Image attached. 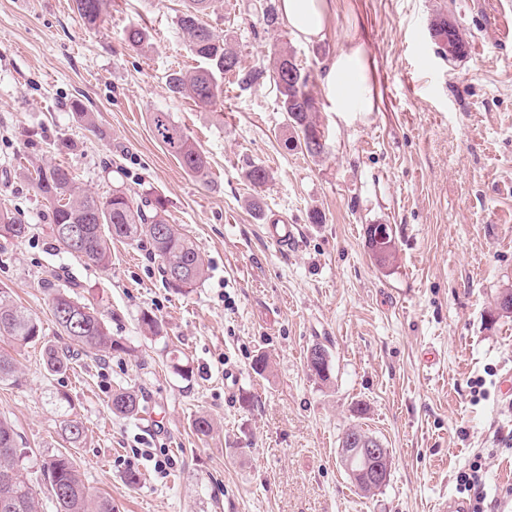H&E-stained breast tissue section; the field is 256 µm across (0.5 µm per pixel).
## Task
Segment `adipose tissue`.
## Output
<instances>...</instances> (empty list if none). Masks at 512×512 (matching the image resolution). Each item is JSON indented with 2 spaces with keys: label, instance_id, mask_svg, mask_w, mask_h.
I'll list each match as a JSON object with an SVG mask.
<instances>
[{
  "label": "adipose tissue",
  "instance_id": "1",
  "mask_svg": "<svg viewBox=\"0 0 512 512\" xmlns=\"http://www.w3.org/2000/svg\"><path fill=\"white\" fill-rule=\"evenodd\" d=\"M279 10L289 30L307 41L324 39L337 17L335 0H279ZM322 86L332 111L373 110L374 77L362 40L352 41L327 62Z\"/></svg>",
  "mask_w": 512,
  "mask_h": 512
}]
</instances>
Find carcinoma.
Segmentation results:
<instances>
[{"label": "carcinoma", "mask_w": 512, "mask_h": 512, "mask_svg": "<svg viewBox=\"0 0 512 512\" xmlns=\"http://www.w3.org/2000/svg\"><path fill=\"white\" fill-rule=\"evenodd\" d=\"M214 0H184V9L177 17V25L189 42L192 53L203 66L192 72L181 71L168 75L167 89L175 97H186L203 106L214 104L222 93L219 77L234 72L238 83L251 85L263 78L265 71L258 68L243 71L238 66V55L224 43V35L208 26L204 16L213 8ZM111 0H73L74 8L85 26L101 24L108 13ZM429 29L436 46L452 58H463L468 53V41L460 29L437 14L429 21ZM453 41H448V37ZM127 45L136 50L146 46V32L137 25L124 31ZM453 50H448V47ZM273 68L269 78L276 84L282 111L286 112L289 126L295 133L297 148L308 155L324 152L316 112L315 97L310 88V75L303 72L290 51L271 49ZM155 138L168 154L176 158L189 172L205 174L209 161L196 147L185 130L172 119L170 113L157 111L150 115ZM245 178L256 188L269 179L267 170L251 165ZM39 195L52 204V232L59 245L68 253L88 262L107 267L111 258L112 241H149L152 253L160 262L165 283L173 288H190L206 275L203 258L194 242L183 235L168 220L165 200L156 196L135 198L122 189L108 196L89 194L75 185L71 171L60 165L38 167L33 178ZM79 226L84 237L79 244L67 238V227ZM29 226L0 209V234L16 239L27 236ZM62 274L56 272L47 281L49 303L57 327L72 344L64 348L44 341L38 320L18 305L4 290L0 291V337L17 346L41 342L44 346L45 365L50 373H62L69 368L78 352H119L125 347L108 335L102 315L81 302L71 282L60 285ZM17 381L16 360L0 351V381ZM112 413L126 419H137L142 412L137 392L120 387L113 390ZM63 431L75 446L84 439V426L78 419L62 421ZM22 453L17 445V434L10 422L0 418V512H39L31 482L20 464ZM373 465L364 454L358 453L347 467L350 478L361 490L370 491L368 475ZM43 480L49 486L55 502V512H116L112 497L92 493L82 481L74 460L63 454L47 456L40 468Z\"/></svg>", "instance_id": "carcinoma-1"}]
</instances>
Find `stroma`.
Here are the masks:
<instances>
[{"label": "stroma", "instance_id": "stroma-1", "mask_svg": "<svg viewBox=\"0 0 512 512\" xmlns=\"http://www.w3.org/2000/svg\"><path fill=\"white\" fill-rule=\"evenodd\" d=\"M260 3L216 0L204 21L241 69L272 66L276 45L293 52L312 77L324 154L290 147L272 80L243 89L224 78L208 107L168 93L170 73L200 64L176 24L182 0H112L94 29L72 0H0V207L29 226L21 240L0 235V289L62 346L46 281L67 268L124 346L59 374L47 372L41 344L14 351L21 382H0V418L19 435L40 512L54 506L39 466L59 452L119 512H435L479 493L500 512L512 505V396L499 391L512 375V316L495 312L512 289V40L498 29L512 0H338L333 29L315 43L260 24ZM436 12L465 34L466 57L439 54ZM133 23L150 36L145 50L123 41ZM355 35L374 65L376 108L334 112L323 68ZM157 110L205 152L206 177L155 139ZM249 162L269 172L261 189L242 176ZM46 163L100 196H161L205 279L166 287L145 241L113 242L104 269L64 252L30 175ZM316 211L324 223H312ZM271 213L296 225L294 250L265 237ZM371 224L393 229L389 266L366 245ZM146 312L160 335L143 332ZM317 343L331 355L328 382L307 367ZM174 349L189 378L174 372ZM121 386L138 391L141 419L113 414ZM63 396L85 428L76 447L62 430ZM201 415L214 424L206 437L193 427ZM352 428L389 453L379 490H359L341 462ZM476 460L480 491L461 493L457 474ZM131 471L138 487L126 483Z\"/></svg>", "mask_w": 512, "mask_h": 512}]
</instances>
